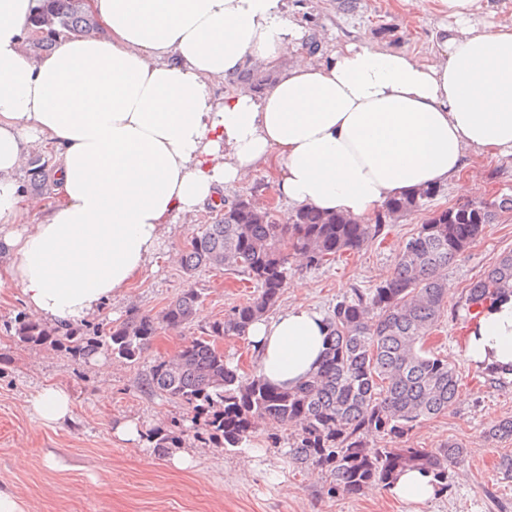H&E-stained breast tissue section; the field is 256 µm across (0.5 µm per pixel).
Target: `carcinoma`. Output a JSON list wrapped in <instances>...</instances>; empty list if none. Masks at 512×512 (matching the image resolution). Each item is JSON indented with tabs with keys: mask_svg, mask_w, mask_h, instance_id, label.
Listing matches in <instances>:
<instances>
[{
	"mask_svg": "<svg viewBox=\"0 0 512 512\" xmlns=\"http://www.w3.org/2000/svg\"><path fill=\"white\" fill-rule=\"evenodd\" d=\"M61 31L92 33L97 24L82 0H44L32 24ZM430 186L386 201L368 224L343 214L300 207L285 220L272 218L252 197L224 205L214 221L187 243L182 266L191 275L201 267L222 269L253 284L256 294L208 324L173 357L155 362L151 390L183 403L205 419L204 426L224 440V448L247 441L260 421L294 427L289 455L298 464L325 470L336 489L358 494L377 484L388 488L398 472L413 468L448 488V466L465 454L457 442L426 448H374L367 437L401 438L417 424L445 415L459 384L455 364L427 348V337L448 307V266L502 215L512 214V195L490 201L467 200L429 212L400 250L393 271L372 288L336 303L327 318L329 336L318 368L294 388L277 386L255 374L245 378L224 361L221 339L243 337L248 326L278 302L288 280V256L324 267L375 242L382 228L424 211L438 196ZM512 293V252L498 257L466 290L467 311L475 320L484 306ZM201 295L188 289L157 316L133 314L109 328L105 339L56 334L21 318L20 342L50 341L89 358L103 343L112 355L134 362L159 330L176 331L196 317ZM491 439L512 438V417L487 431Z\"/></svg>",
	"mask_w": 512,
	"mask_h": 512,
	"instance_id": "obj_1",
	"label": "carcinoma"
}]
</instances>
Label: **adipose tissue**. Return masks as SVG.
<instances>
[{"label": "adipose tissue", "mask_w": 512, "mask_h": 512, "mask_svg": "<svg viewBox=\"0 0 512 512\" xmlns=\"http://www.w3.org/2000/svg\"><path fill=\"white\" fill-rule=\"evenodd\" d=\"M434 62L375 47L321 62L286 0H90L101 32H65L29 58L43 0H0V294L58 330L98 314L157 254L167 225L220 205L224 187L270 164L289 202L365 220L391 196L459 178L464 151H512V24L479 25L482 0H436ZM279 71L262 93L215 97L250 68ZM42 152L56 196L17 175ZM304 306L246 331L258 372L292 386L325 349ZM465 353L512 380V294L471 323ZM43 422L71 419L69 393L30 400Z\"/></svg>", "instance_id": "adipose-tissue-1"}]
</instances>
